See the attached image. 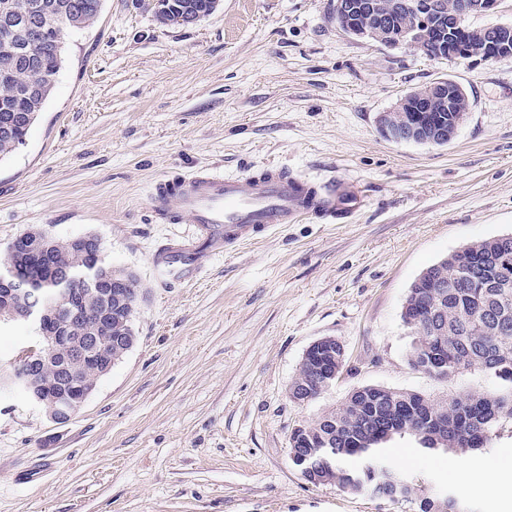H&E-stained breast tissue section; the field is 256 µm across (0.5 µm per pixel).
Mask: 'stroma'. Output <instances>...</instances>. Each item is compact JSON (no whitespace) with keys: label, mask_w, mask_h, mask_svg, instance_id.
<instances>
[{"label":"stroma","mask_w":512,"mask_h":512,"mask_svg":"<svg viewBox=\"0 0 512 512\" xmlns=\"http://www.w3.org/2000/svg\"><path fill=\"white\" fill-rule=\"evenodd\" d=\"M333 0H220L196 24L159 23L137 0H104L64 34V62L26 142L0 160V257L40 226L93 235L142 296L137 342L83 409L51 422L0 389V512H417L333 484L289 458L292 431L380 386L433 399L495 394L483 372L438 379L410 363L402 307L413 281L460 246L512 234V57L438 61L345 34ZM470 110L444 146L397 142L383 112L440 78ZM277 163L334 177L354 216L308 219L216 258L202 279L157 286L149 256L183 224H160L155 181ZM345 367L317 399L288 387L324 337ZM391 464L436 498L512 512V471L484 488V460L512 459V428L488 454L387 443ZM478 482L460 492V480Z\"/></svg>","instance_id":"1"}]
</instances>
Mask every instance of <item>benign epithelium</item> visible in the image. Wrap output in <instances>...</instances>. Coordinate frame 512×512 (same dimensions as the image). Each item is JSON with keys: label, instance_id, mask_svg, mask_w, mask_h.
I'll return each mask as SVG.
<instances>
[{"label": "benign epithelium", "instance_id": "1", "mask_svg": "<svg viewBox=\"0 0 512 512\" xmlns=\"http://www.w3.org/2000/svg\"><path fill=\"white\" fill-rule=\"evenodd\" d=\"M500 0H487L483 4L474 0H457L448 6L447 0H403L400 7L410 19L405 26H396L388 0H335L333 18L343 31L352 37L380 42L386 46L407 45L428 54L435 60L462 56L479 62L494 61L512 55V23L482 27L478 39L460 49L449 48L448 40L453 37L463 19L483 13H493ZM5 25L22 33L21 56L31 79L42 74V57L37 47L43 41L45 29L42 25L39 7L35 6L22 17L5 14L0 17ZM464 94L462 86L448 78L438 79L419 93H408L398 105L380 118V130L384 137L394 141H450L456 134L461 120L454 119L443 125L444 119L435 124L419 122L420 112H457L458 102ZM46 230L40 233H24L14 241V245L31 251L42 249ZM83 300L73 297V305L59 322L58 329L45 337V345L40 350L27 352L26 364L21 377L35 389L42 387L41 371L53 363L58 379L70 386L65 400L58 401L52 396L43 397L31 393V400L40 405L46 404L45 415L52 422L63 425L78 414L89 398L86 381L73 378V368L85 367L90 363L97 366L110 360L112 347L124 344L125 337L112 335V308L99 309L90 314L81 307ZM0 311L8 314V319L28 323L34 327L43 325L46 317L58 316V311L39 303L37 289L26 281L14 276L0 279ZM92 317L95 334L76 339L70 336L72 322L76 318ZM329 358H334L335 366L326 372L318 368L320 374L313 381L319 385H331L343 368L345 349L333 337H323L313 344Z\"/></svg>", "mask_w": 512, "mask_h": 512}]
</instances>
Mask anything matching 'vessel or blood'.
Listing matches in <instances>:
<instances>
[{"label":"vessel or blood","mask_w":512,"mask_h":512,"mask_svg":"<svg viewBox=\"0 0 512 512\" xmlns=\"http://www.w3.org/2000/svg\"><path fill=\"white\" fill-rule=\"evenodd\" d=\"M150 204L161 223L192 227L151 255L152 276L167 288L198 281L216 257L281 225L354 210L336 181L310 183L278 164L245 176L201 169L163 178L154 183Z\"/></svg>","instance_id":"b4317fda"}]
</instances>
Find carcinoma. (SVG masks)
<instances>
[{
	"label": "carcinoma",
	"instance_id": "carcinoma-1",
	"mask_svg": "<svg viewBox=\"0 0 512 512\" xmlns=\"http://www.w3.org/2000/svg\"><path fill=\"white\" fill-rule=\"evenodd\" d=\"M50 43L43 50L41 89L30 87L29 75L19 54V36L0 30V118L15 112L27 113L31 123L12 136L0 135L3 158L25 143L32 122L52 93L54 77L63 63L62 29L82 30L100 16L102 4L81 13L71 11L72 0H39ZM219 0H156L144 6L162 24H174V17L190 13L205 17ZM66 267L69 279L56 278L53 269ZM13 269L40 289L50 307L66 305L67 294L77 288L85 294L88 311L93 312L108 300L104 288H113V335L127 337L126 346L136 342L133 315L138 305L134 289L137 275L117 268L104 254L78 250L70 240L55 239L50 251L18 254L6 252L0 273ZM456 283L444 291L438 282ZM436 300L443 309L444 321L421 320V310ZM404 324L413 339L410 361L420 359L442 344L448 348L450 379L471 370H479L512 384V236L503 235L475 241L460 247L448 257L423 271L408 290L402 310ZM310 368L302 363L289 386V397L298 396L309 382ZM433 408L448 415V428L437 430L426 423L424 411ZM399 418L402 428L393 432L380 428L379 420ZM512 421V390L495 395L468 392L435 401L413 392L369 386L354 393L339 408L323 415L309 426L304 438L306 478L313 484L334 483L355 493L374 494L378 482L385 491L401 493L419 501V512H463L455 499L435 500L422 495L421 487L386 466V449L381 444L394 435H411L424 450L446 448L454 451H479L490 447L493 437L505 421Z\"/></svg>",
	"mask_w": 512,
	"mask_h": 512
}]
</instances>
